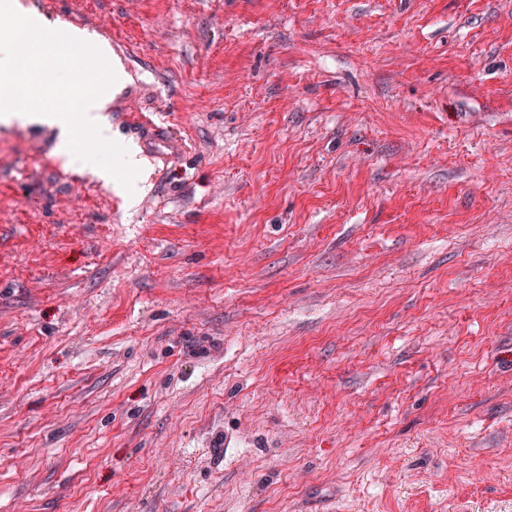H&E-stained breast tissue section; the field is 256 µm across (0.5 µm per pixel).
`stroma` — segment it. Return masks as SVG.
I'll return each mask as SVG.
<instances>
[{
  "label": "stroma",
  "mask_w": 512,
  "mask_h": 512,
  "mask_svg": "<svg viewBox=\"0 0 512 512\" xmlns=\"http://www.w3.org/2000/svg\"><path fill=\"white\" fill-rule=\"evenodd\" d=\"M21 3L184 150L0 124V512H512V0Z\"/></svg>",
  "instance_id": "1"
}]
</instances>
